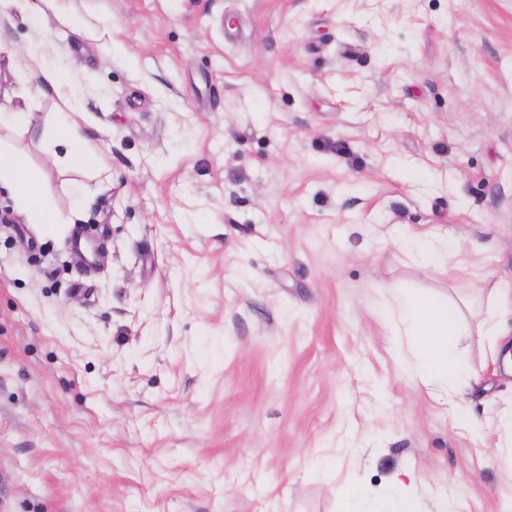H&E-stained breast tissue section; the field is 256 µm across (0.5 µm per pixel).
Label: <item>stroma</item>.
I'll return each mask as SVG.
<instances>
[{"label": "stroma", "mask_w": 512, "mask_h": 512, "mask_svg": "<svg viewBox=\"0 0 512 512\" xmlns=\"http://www.w3.org/2000/svg\"><path fill=\"white\" fill-rule=\"evenodd\" d=\"M40 6L0 0V142L101 255L0 191V512H343L407 473L421 512H512L477 329L512 280V0ZM33 62L107 156L94 196L29 131L63 106ZM436 226L447 268L404 263ZM386 284L473 295L456 411L401 374ZM68 82L65 72L51 67H39L36 88L38 91L52 90L57 92Z\"/></svg>", "instance_id": "obj_1"}]
</instances>
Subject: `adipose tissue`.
Returning a JSON list of instances; mask_svg holds the SVG:
<instances>
[{"instance_id":"ef3b65f1","label":"adipose tissue","mask_w":512,"mask_h":512,"mask_svg":"<svg viewBox=\"0 0 512 512\" xmlns=\"http://www.w3.org/2000/svg\"><path fill=\"white\" fill-rule=\"evenodd\" d=\"M84 123V113L61 112L37 127L36 132L48 153L65 147L71 167L89 176L104 159L101 154L90 153ZM44 180L43 170L31 165L23 154L0 147V190L10 195L27 224L36 227L39 235H67L72 225L62 221L45 196ZM448 247L447 231L436 227L424 236L408 237L401 253L416 266L424 267L447 253ZM390 296L400 325L417 342L420 379L428 395L440 405L453 404L463 380V363L452 338L464 317V300L403 288L393 289ZM489 299L493 312L483 325V333L495 346L512 335V283L499 281L490 289ZM341 495L345 512H419L416 500L401 486L382 498L371 497L355 485L345 486Z\"/></svg>"}]
</instances>
